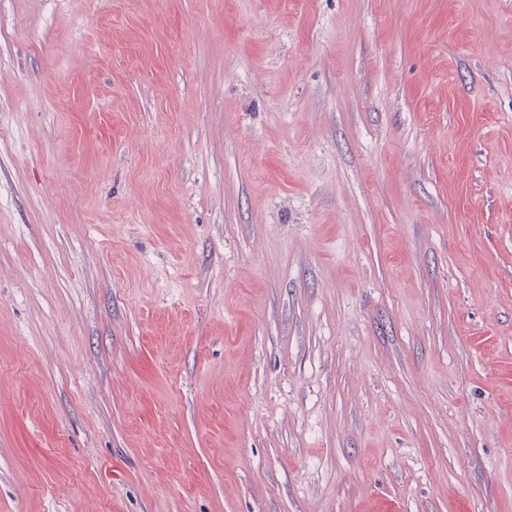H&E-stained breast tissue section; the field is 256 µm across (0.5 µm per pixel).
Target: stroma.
<instances>
[{"label":"stroma","instance_id":"1","mask_svg":"<svg viewBox=\"0 0 512 512\" xmlns=\"http://www.w3.org/2000/svg\"><path fill=\"white\" fill-rule=\"evenodd\" d=\"M0 512H512V0H0Z\"/></svg>","mask_w":512,"mask_h":512}]
</instances>
